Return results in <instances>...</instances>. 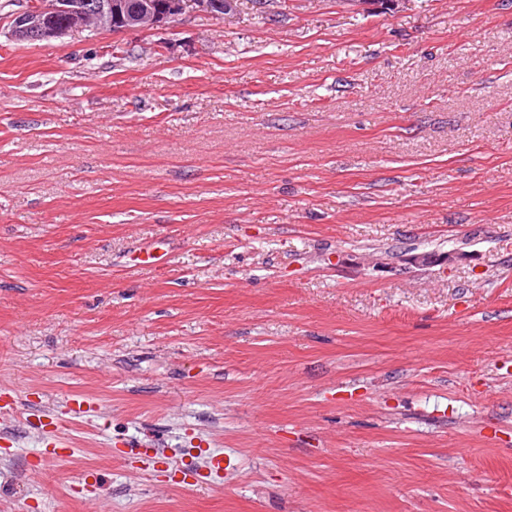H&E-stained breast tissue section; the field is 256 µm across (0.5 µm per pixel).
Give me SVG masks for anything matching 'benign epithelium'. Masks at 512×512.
<instances>
[{
	"label": "benign epithelium",
	"mask_w": 512,
	"mask_h": 512,
	"mask_svg": "<svg viewBox=\"0 0 512 512\" xmlns=\"http://www.w3.org/2000/svg\"><path fill=\"white\" fill-rule=\"evenodd\" d=\"M193 4L214 15H230L237 0H86L82 6H67L63 0H40L12 15L11 33L29 36L34 41L60 39L72 32L94 30L134 31L157 29L183 14ZM67 12L62 24L53 19Z\"/></svg>",
	"instance_id": "benign-epithelium-1"
}]
</instances>
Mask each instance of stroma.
I'll use <instances>...</instances> for the list:
<instances>
[{"mask_svg": "<svg viewBox=\"0 0 512 512\" xmlns=\"http://www.w3.org/2000/svg\"><path fill=\"white\" fill-rule=\"evenodd\" d=\"M20 8L0 512H512V0L49 42L12 37Z\"/></svg>", "mask_w": 512, "mask_h": 512, "instance_id": "35a3bbf8", "label": "stroma"}]
</instances>
